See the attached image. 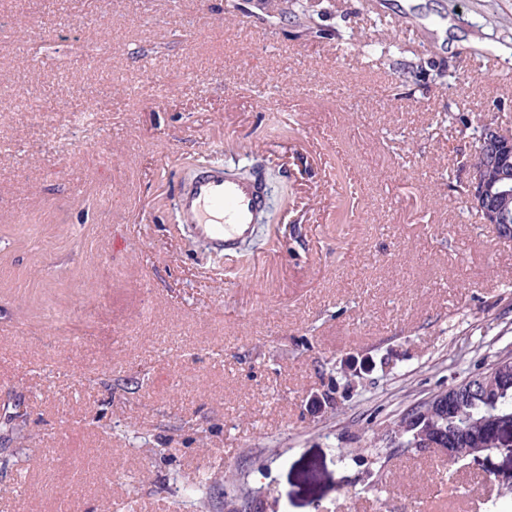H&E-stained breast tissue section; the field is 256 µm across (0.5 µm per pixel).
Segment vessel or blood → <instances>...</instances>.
Segmentation results:
<instances>
[{"mask_svg": "<svg viewBox=\"0 0 512 512\" xmlns=\"http://www.w3.org/2000/svg\"><path fill=\"white\" fill-rule=\"evenodd\" d=\"M170 196L175 222L187 226L211 253L222 256L251 237L257 217L267 207L269 190L260 176L238 178L225 172L223 164L212 163L189 180L173 181Z\"/></svg>", "mask_w": 512, "mask_h": 512, "instance_id": "obj_1", "label": "vessel or blood"}]
</instances>
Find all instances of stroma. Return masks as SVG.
<instances>
[{
    "instance_id": "1",
    "label": "stroma",
    "mask_w": 512,
    "mask_h": 512,
    "mask_svg": "<svg viewBox=\"0 0 512 512\" xmlns=\"http://www.w3.org/2000/svg\"><path fill=\"white\" fill-rule=\"evenodd\" d=\"M486 121L512 0H0V512H491L501 454L387 445L512 356ZM212 161L276 213L223 257L167 186ZM477 137L482 146L481 157L478 141L473 150L462 156V160L480 158L476 165L462 166L467 202L484 216V224H493L502 238L512 239V224L504 207L512 198V138L492 122L483 123ZM487 169L497 171L493 180L486 177Z\"/></svg>"
}]
</instances>
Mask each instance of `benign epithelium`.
Segmentation results:
<instances>
[{
    "mask_svg": "<svg viewBox=\"0 0 512 512\" xmlns=\"http://www.w3.org/2000/svg\"><path fill=\"white\" fill-rule=\"evenodd\" d=\"M482 146L480 162L463 166L464 193L471 209L479 211L483 223L493 225L497 233L512 239V222L506 218V204L512 201V137L486 122L478 130ZM512 373V357H502L472 376L465 386L473 389L484 379Z\"/></svg>",
    "mask_w": 512,
    "mask_h": 512,
    "instance_id": "1",
    "label": "benign epithelium"
}]
</instances>
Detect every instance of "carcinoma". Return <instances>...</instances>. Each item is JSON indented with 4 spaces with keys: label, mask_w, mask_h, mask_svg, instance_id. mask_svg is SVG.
I'll return each instance as SVG.
<instances>
[{
    "label": "carcinoma",
    "mask_w": 512,
    "mask_h": 512,
    "mask_svg": "<svg viewBox=\"0 0 512 512\" xmlns=\"http://www.w3.org/2000/svg\"><path fill=\"white\" fill-rule=\"evenodd\" d=\"M404 449L416 445L452 448L477 457L486 448H512V376L492 379L479 391H461L444 406L412 408L395 422Z\"/></svg>",
    "instance_id": "1"
}]
</instances>
